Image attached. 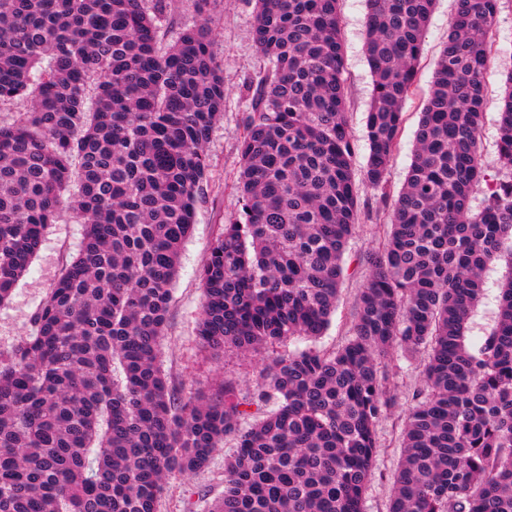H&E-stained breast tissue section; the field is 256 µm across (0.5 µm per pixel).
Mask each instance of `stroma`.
<instances>
[{
  "label": "stroma",
  "mask_w": 512,
  "mask_h": 512,
  "mask_svg": "<svg viewBox=\"0 0 512 512\" xmlns=\"http://www.w3.org/2000/svg\"><path fill=\"white\" fill-rule=\"evenodd\" d=\"M162 9L163 44L177 39L184 28L209 15L214 23V51L223 66L224 112L212 129L204 149L209 169L204 195L197 204L196 224L181 249L178 273L173 286L163 356L165 365L185 390L214 393L222 382L236 383L242 390L255 389L264 363L275 357V349L243 353L233 348L215 351L203 346L196 327L201 312L202 291L198 272L206 260L221 225L240 220L237 179L240 170L239 142L247 113V87L266 65L253 40L254 0H211L206 13H199L197 0H158ZM454 0H437L430 19L419 65L414 95L406 102L399 146L387 175L386 191L397 198L416 148L420 109L433 80L435 63L448 35V21ZM365 0H341L340 33L345 53L349 131L353 143L352 169L360 203L359 227L345 255L347 272L331 325L317 345L332 349L350 335L358 294L369 268L365 255L388 230L390 211L374 212L378 195L364 179L368 157L365 120L369 109L373 77L365 57ZM494 51L486 75L483 134L479 158L489 178L502 173L497 152V128L505 81L512 69V0H502L493 30ZM83 226L71 215L46 230L40 248L12 296L0 306V351L10 349L32 330V317L46 301L66 260L76 255ZM504 263L490 264L484 274L485 293L474 307L467 336L469 345H478L493 328L500 290L505 283ZM385 367L395 375L397 402L378 426L380 445L374 478L365 499V512H387L395 473L401 456L403 415L412 406L414 395L423 387V359L396 352L385 359ZM224 457L216 455L208 470L172 479L158 504V512H208L198 501L199 489L220 493L223 489Z\"/></svg>",
  "instance_id": "1"
}]
</instances>
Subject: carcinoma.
Returning <instances> with one entry per match:
<instances>
[{"instance_id":"carcinoma-1","label":"carcinoma","mask_w":512,"mask_h":512,"mask_svg":"<svg viewBox=\"0 0 512 512\" xmlns=\"http://www.w3.org/2000/svg\"><path fill=\"white\" fill-rule=\"evenodd\" d=\"M148 0H0V304L48 225L84 226L33 333L0 353V512H157L175 476L209 467L228 439L209 512H364L379 423L394 407L381 359L428 352L404 420L389 512H512V72L497 149L479 160L501 0H456L390 230L339 348L285 351L256 392H187L160 345L179 252L224 111L205 17L163 50ZM340 0H255L269 70L249 85L240 140L242 221L201 271L197 335L244 353L316 340L336 311L359 224ZM435 0H368L374 76L365 180L384 192ZM484 189L481 208L471 198ZM504 258L494 329L467 324L483 274Z\"/></svg>"}]
</instances>
